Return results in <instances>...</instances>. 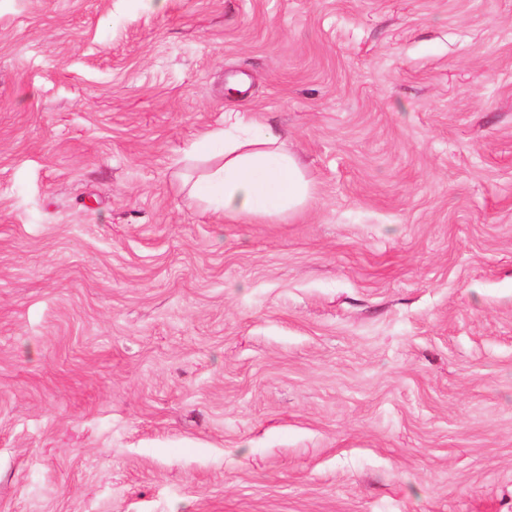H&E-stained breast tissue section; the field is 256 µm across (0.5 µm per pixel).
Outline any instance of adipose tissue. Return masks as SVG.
I'll use <instances>...</instances> for the list:
<instances>
[{
    "label": "adipose tissue",
    "instance_id": "ef3b65f1",
    "mask_svg": "<svg viewBox=\"0 0 512 512\" xmlns=\"http://www.w3.org/2000/svg\"><path fill=\"white\" fill-rule=\"evenodd\" d=\"M241 113L224 115V129L195 146L213 163L189 187V196L232 220H272L296 214L312 197V185L272 126L240 137Z\"/></svg>",
    "mask_w": 512,
    "mask_h": 512
}]
</instances>
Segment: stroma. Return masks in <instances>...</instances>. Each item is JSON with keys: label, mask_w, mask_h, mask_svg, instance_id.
<instances>
[{"label": "stroma", "mask_w": 512, "mask_h": 512, "mask_svg": "<svg viewBox=\"0 0 512 512\" xmlns=\"http://www.w3.org/2000/svg\"><path fill=\"white\" fill-rule=\"evenodd\" d=\"M0 512H512V0H0ZM240 137L207 133L194 151L217 161L189 187V196L232 220H272L296 214L312 198V185L296 157L270 125Z\"/></svg>", "instance_id": "stroma-1"}]
</instances>
